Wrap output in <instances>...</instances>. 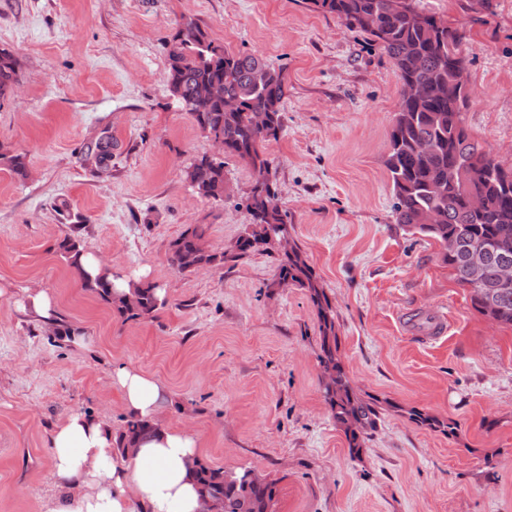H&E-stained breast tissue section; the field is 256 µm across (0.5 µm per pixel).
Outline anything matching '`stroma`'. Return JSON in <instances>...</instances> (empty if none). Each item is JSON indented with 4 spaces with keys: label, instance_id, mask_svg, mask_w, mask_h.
Returning <instances> with one entry per match:
<instances>
[{
    "label": "stroma",
    "instance_id": "obj_1",
    "mask_svg": "<svg viewBox=\"0 0 512 512\" xmlns=\"http://www.w3.org/2000/svg\"><path fill=\"white\" fill-rule=\"evenodd\" d=\"M467 32L474 89L465 123L512 168V0L490 15L461 0H419ZM191 19L233 52L287 80L285 127L266 147L293 239L337 312L345 370L384 403L351 458L320 389L315 310L296 287L270 289L276 254L195 272L169 261L189 227L211 251L244 230L252 169L225 157L231 199L198 197L190 163L214 146L168 95L165 43ZM0 49L18 60L0 100V512H44L54 495L50 432L69 414L120 428L111 383L126 364L165 384L166 423L198 437L212 465L275 481V512H512V327L490 322L454 280L439 245L394 224L385 168L400 104L391 59L367 34L306 0H0ZM107 168L90 158L101 134ZM113 267L165 288L154 318L123 320L82 290L58 252L67 236ZM56 302L84 346L51 343L21 307L26 289ZM444 314L433 338L421 318ZM457 422L417 426L409 409Z\"/></svg>",
    "mask_w": 512,
    "mask_h": 512
}]
</instances>
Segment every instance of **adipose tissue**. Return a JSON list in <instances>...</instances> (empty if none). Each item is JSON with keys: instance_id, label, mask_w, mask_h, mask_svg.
I'll list each match as a JSON object with an SVG mask.
<instances>
[{"instance_id": "obj_1", "label": "adipose tissue", "mask_w": 512, "mask_h": 512, "mask_svg": "<svg viewBox=\"0 0 512 512\" xmlns=\"http://www.w3.org/2000/svg\"><path fill=\"white\" fill-rule=\"evenodd\" d=\"M126 415L157 420L168 391L130 365L112 370ZM111 425L75 413L51 433L55 495L46 512H207L192 479L197 440L162 425L130 455H117Z\"/></svg>"}]
</instances>
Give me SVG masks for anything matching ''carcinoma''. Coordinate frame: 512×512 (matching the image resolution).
Returning <instances> with one entry per match:
<instances>
[{
	"instance_id": "cac0c4a2",
	"label": "carcinoma",
	"mask_w": 512,
	"mask_h": 512,
	"mask_svg": "<svg viewBox=\"0 0 512 512\" xmlns=\"http://www.w3.org/2000/svg\"><path fill=\"white\" fill-rule=\"evenodd\" d=\"M312 8L341 19L352 30L364 32L380 44L395 66L401 86L398 111L388 135L385 167L392 193L394 223L412 235L434 240L440 246L444 263L454 280L470 292L472 306L488 320L512 326V286L496 280L500 262H512V253L504 256L495 250L500 239L512 240V170H505L483 147L469 140L464 114L473 90L456 81L457 65L466 62L463 55L464 33L448 21L428 13L406 0L399 10L390 0H310ZM165 82L169 96L192 116L200 131L211 138L224 139L225 155L245 162L255 174V181L244 204L249 216L240 246L235 254L218 255L207 247V225L196 224L170 243L169 261L181 273H194L225 261H234L254 253L278 254L276 278L268 284L279 288L288 283L304 289L316 311L320 348V370L331 371L321 381L324 403L336 426L343 433L349 454L355 458L363 450L369 432L377 428L381 407L377 400L365 398L352 386L340 353L336 326V307L314 267L299 246L281 254L277 243L289 234L287 213L274 202L276 180L266 178L271 168L265 146L279 139L284 131L285 81L282 70L270 66L253 54L234 53L216 43L198 23H175L166 44ZM19 82L18 61L0 49V99ZM224 85V96L236 100L237 107L224 109V102L213 101L202 110L191 108L197 89L206 84ZM417 84L423 89L418 99L407 97L406 88ZM443 88L440 98L432 94L434 86ZM264 113L267 125L260 129L255 115ZM433 144L431 156L418 155L419 144ZM116 144L103 136L95 144L93 161L108 166ZM16 176H27L22 154H0ZM466 171L469 178L459 179ZM185 177L194 192L216 199L224 185V161L208 156L193 160ZM477 194L481 207L472 210L469 193ZM431 212L434 222L425 224L423 215ZM477 248L487 250L488 263L480 281L470 279L466 258ZM58 251L73 272H78L79 256L84 252L81 239L66 236ZM81 288L107 304L125 320L151 319L165 305L156 286L136 285L130 293L114 297L112 282L104 274L94 278L79 277ZM409 419L415 424L449 436L457 434V423L411 409ZM147 419H124L116 432L114 450L120 454L134 448L140 440L155 433ZM251 468L227 471L206 459L197 460L193 477L200 496L208 501L224 499V512H255L254 504L272 509L276 483L267 477L258 482L250 478Z\"/></svg>"
}]
</instances>
